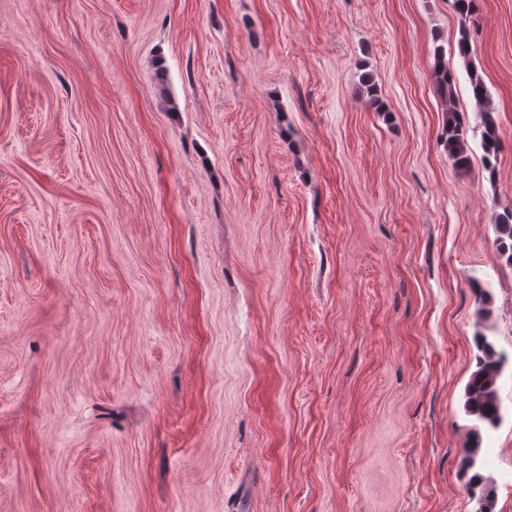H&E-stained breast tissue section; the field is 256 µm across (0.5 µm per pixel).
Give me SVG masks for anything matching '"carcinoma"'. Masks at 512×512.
<instances>
[{
  "label": "carcinoma",
  "mask_w": 512,
  "mask_h": 512,
  "mask_svg": "<svg viewBox=\"0 0 512 512\" xmlns=\"http://www.w3.org/2000/svg\"><path fill=\"white\" fill-rule=\"evenodd\" d=\"M479 0H454L456 13L462 19L457 40L459 55L463 58L473 99L481 113V147L486 170L495 175L497 162L502 148L494 108L490 94L482 77L472 61L471 31L468 23L477 20ZM436 92L448 112L445 131V145L448 157L458 169L465 171L470 165V148L467 141L465 122L455 107L457 79L445 61V49L438 45L433 54L431 67ZM495 246L500 255L507 257L512 264V207L503 209L494 219ZM477 345L482 356L478 358L475 370L465 387L464 409L466 415L476 422L474 432L490 434L499 427L501 421V400L496 388L500 374V364L505 355L496 349L494 343L485 335L477 337Z\"/></svg>",
  "instance_id": "obj_1"
}]
</instances>
